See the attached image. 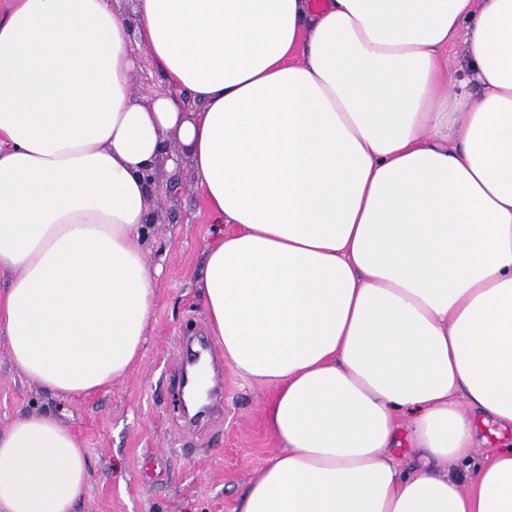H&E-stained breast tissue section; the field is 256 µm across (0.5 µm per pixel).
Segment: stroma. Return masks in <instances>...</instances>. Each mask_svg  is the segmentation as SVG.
Here are the masks:
<instances>
[{
  "instance_id": "1",
  "label": "stroma",
  "mask_w": 512,
  "mask_h": 512,
  "mask_svg": "<svg viewBox=\"0 0 512 512\" xmlns=\"http://www.w3.org/2000/svg\"><path fill=\"white\" fill-rule=\"evenodd\" d=\"M151 188L159 203L146 259L160 274L140 361L93 396L62 401L14 369L0 335V432L25 414L60 417L87 454L76 512H239L244 487L279 448L265 419L275 390L245 381L213 348L215 408L201 425L186 423L175 381L183 341L208 333L196 281L210 216L184 170L158 163Z\"/></svg>"
}]
</instances>
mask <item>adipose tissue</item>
I'll return each mask as SVG.
<instances>
[{
	"mask_svg": "<svg viewBox=\"0 0 512 512\" xmlns=\"http://www.w3.org/2000/svg\"><path fill=\"white\" fill-rule=\"evenodd\" d=\"M12 0L0 17V333L61 398L140 360L144 178L168 139L211 216V336L278 453L240 512H512V0ZM466 29V77L444 51ZM177 97H138L131 42ZM421 465L393 453L400 423ZM55 415L0 434V512H75ZM478 435L480 439L485 438L486 441L481 445L483 448H478L477 458L481 459L485 454H488L496 448H504L505 445L512 444V430L502 432V437L497 436L498 428L494 424L483 425L477 422Z\"/></svg>",
	"mask_w": 512,
	"mask_h": 512,
	"instance_id": "obj_1",
	"label": "adipose tissue"
}]
</instances>
